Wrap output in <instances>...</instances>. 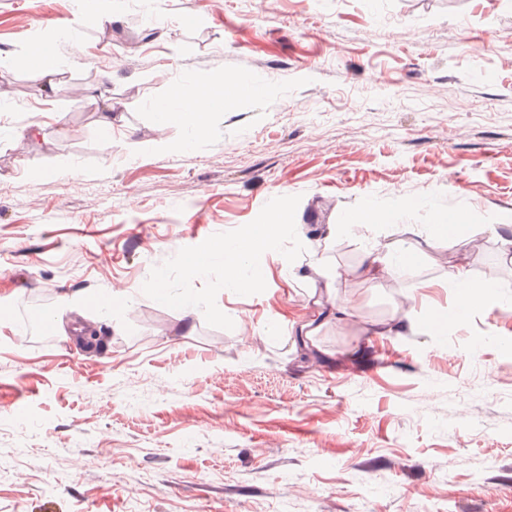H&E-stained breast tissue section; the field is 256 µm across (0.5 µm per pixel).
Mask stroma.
<instances>
[{
  "instance_id": "1",
  "label": "stroma",
  "mask_w": 512,
  "mask_h": 512,
  "mask_svg": "<svg viewBox=\"0 0 512 512\" xmlns=\"http://www.w3.org/2000/svg\"><path fill=\"white\" fill-rule=\"evenodd\" d=\"M234 76L258 92L203 136L156 126L177 87ZM1 126L0 512H512V0H0ZM284 205L263 285L225 288L220 243ZM361 207L379 220L343 229ZM316 256L351 315L302 348ZM459 264L495 294L429 335ZM29 60L34 65V71L38 78L44 81V89L49 96L59 90L55 74L59 60V47L56 41L40 40L27 49ZM419 256L420 252L417 249L400 250L395 255L370 252L359 273L369 280H377L396 269L414 266Z\"/></svg>"
}]
</instances>
